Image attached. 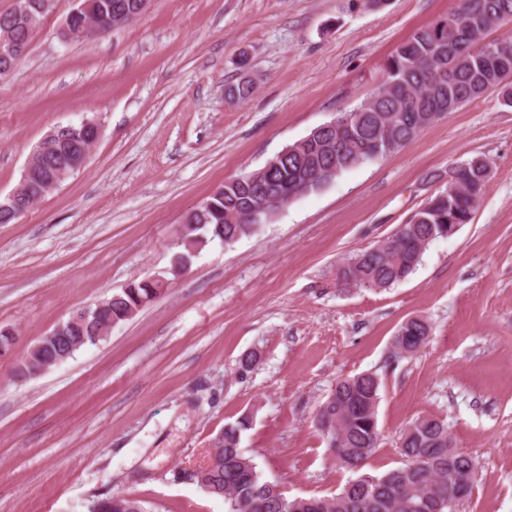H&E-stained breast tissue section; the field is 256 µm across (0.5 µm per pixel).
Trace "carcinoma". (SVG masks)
Masks as SVG:
<instances>
[{"label":"carcinoma","mask_w":512,"mask_h":512,"mask_svg":"<svg viewBox=\"0 0 512 512\" xmlns=\"http://www.w3.org/2000/svg\"><path fill=\"white\" fill-rule=\"evenodd\" d=\"M95 17L136 9V0H86ZM499 26L512 20V0H461V6L419 28L399 44L385 66L382 82L358 106L339 113L332 124L316 127L290 145L288 156H276L263 166L224 181L184 219L174 260L180 269L210 242L230 247L273 220L270 199H295L318 192L356 166L387 157L412 142L418 134L448 110L483 96L486 85L499 87L502 99L512 106V83H501L494 71L512 72V36L492 41L472 54L452 57L451 68L437 64L465 42L470 4ZM31 25L0 27V38L27 45L44 18L36 14ZM82 127L57 135V150L35 146L18 189L24 196L40 198L80 171L75 154L86 143ZM488 160L480 155L448 167L452 180L430 197L413 220L372 248L344 264L342 277L358 288L381 289L406 280L421 264L428 246L453 235L472 220L489 182ZM161 280L133 281L121 291L70 316L39 339L18 365L16 377L38 375L60 359L94 343L101 327L133 318L162 293ZM430 336L422 318L403 322L393 346L398 355L417 352ZM380 381L373 373H361L336 383L331 397L322 403L316 422L327 446L354 468L363 467L379 440L377 407ZM248 418L224 426L215 439V458L207 467L185 471L182 476L206 493L224 498L227 512H456L472 494L475 466L470 456L458 451L448 424L434 416H420L405 430L400 448L403 465L381 475L362 473L331 497L287 498L273 482L265 480L253 460L240 447ZM89 512H148L131 495L112 494L93 501Z\"/></svg>","instance_id":"carcinoma-1"}]
</instances>
